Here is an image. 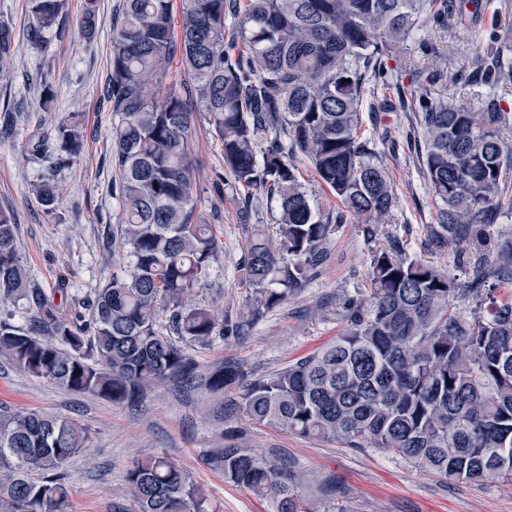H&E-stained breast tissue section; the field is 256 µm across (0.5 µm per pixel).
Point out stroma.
<instances>
[{"mask_svg":"<svg viewBox=\"0 0 512 512\" xmlns=\"http://www.w3.org/2000/svg\"><path fill=\"white\" fill-rule=\"evenodd\" d=\"M120 5L121 0H96V31L89 36L80 25L85 0H68L63 32L44 34L37 42L31 37L36 21L29 0H0V21L14 32L11 60L0 70V113L18 110L13 129L0 131V209L13 212L17 250L36 286L48 291L64 283L98 287L125 261L112 247L119 206L112 196V113L105 97ZM495 33L512 39V0H477L472 20L449 24L444 32L426 27L423 36L436 41L449 73L433 87V96L477 109L485 87L459 82L455 75L472 49L491 47ZM46 73L55 95L48 108L41 86ZM371 103L364 98L361 130L375 138L392 180L396 203L387 222L371 229L356 219L332 225L326 262L249 336L216 335L207 344L189 346L196 364L192 385L169 379L138 402L115 404L66 391L0 359V407L59 415L88 436L65 470L68 512H136L124 490V472L132 461L162 453L206 491L211 512H270L266 500L227 482L211 457L213 450L237 441L288 456L301 478L306 512H512L510 481H445L374 448H347L260 425L248 416L242 391L217 394L209 387L212 372L224 364L242 366L256 380L334 341L346 325L343 302L367 298L371 251L387 246L390 237L399 238L406 256L467 279V267L457 264L452 251L427 245V227L436 223L439 206L414 148V112H375ZM71 112L81 114L86 139L77 162L56 174L61 200L51 215L33 190L45 165L32 159L28 145L33 135L52 130ZM189 148L198 208L223 245L196 300L223 315L235 311L247 294L239 265L253 225L273 223L275 204L254 192L252 221H240L236 192L223 184L224 151L204 113L194 117ZM325 481L335 484L334 496L324 495Z\"/></svg>","mask_w":512,"mask_h":512,"instance_id":"stroma-1","label":"stroma"}]
</instances>
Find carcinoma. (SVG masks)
Returning a JSON list of instances; mask_svg holds the SVG:
<instances>
[{
	"mask_svg": "<svg viewBox=\"0 0 512 512\" xmlns=\"http://www.w3.org/2000/svg\"><path fill=\"white\" fill-rule=\"evenodd\" d=\"M37 33L63 17L66 0H29ZM438 0H122L113 27L106 97L113 117V191L120 204L112 243L129 262L112 271L70 316L34 287L17 252L13 214L0 210V357L68 391L114 404L131 401L169 375L192 377L189 343L220 332L249 335L328 255L330 225L349 217L383 224L396 203L372 140L359 133L363 95L395 79L388 61L428 20L445 23ZM238 17L224 44L229 14ZM178 38H173V29ZM13 32L0 23V70ZM400 104L419 114L422 171L441 202L430 244L457 262L478 254L460 283L431 262L404 257L398 241L371 256L368 298L345 303L336 340L247 385L254 421L347 448H378L445 480L512 481V238H492L491 218L512 205V117L487 95L477 112L430 95L443 78L435 45ZM179 55L194 93L169 79ZM458 76L489 88L512 83V44L475 50ZM204 112L224 150L228 185L264 191L274 224H256L240 273L249 294L219 320L195 302L222 251L197 211L189 137ZM83 125L70 115L51 137L30 141L49 162L35 185L57 208L54 175L75 163ZM305 158L336 199L313 205L297 165ZM468 304L460 313L455 300ZM235 365L212 387L244 383ZM70 420L36 410L0 409V508L67 512L63 472L85 446ZM224 479L302 512L288 462L229 446ZM124 484L138 512H209L206 496L166 455L133 462Z\"/></svg>",
	"mask_w": 512,
	"mask_h": 512,
	"instance_id": "cac0c4a2",
	"label": "carcinoma"
}]
</instances>
